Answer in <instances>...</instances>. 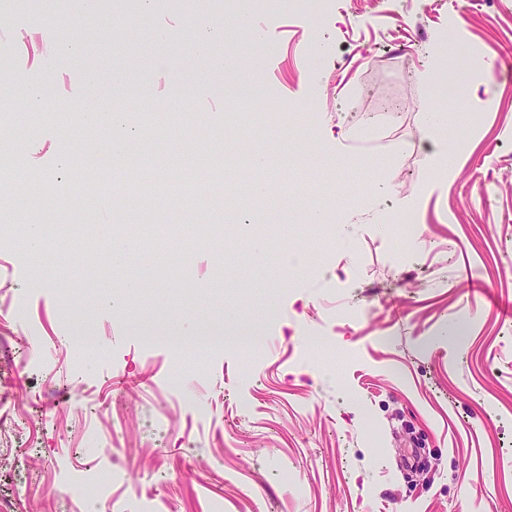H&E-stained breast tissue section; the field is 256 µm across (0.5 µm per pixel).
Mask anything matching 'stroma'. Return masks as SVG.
Wrapping results in <instances>:
<instances>
[{
  "label": "stroma",
  "instance_id": "obj_1",
  "mask_svg": "<svg viewBox=\"0 0 512 512\" xmlns=\"http://www.w3.org/2000/svg\"><path fill=\"white\" fill-rule=\"evenodd\" d=\"M371 2L319 27L275 8L259 28L279 51L255 61L243 5L150 0L143 24L101 0H0V58L23 76L0 82V154L22 160L0 167V205L22 227L0 237V300L24 295L42 334L40 364L25 367L23 331L0 329V412L21 410L0 434V499L17 512H137L141 495L166 512H206L214 498L225 512H512V0L434 8L418 30ZM449 33L502 70L450 89ZM160 64L175 66L176 92L144 103ZM256 68L272 83L265 109L318 115L293 146L295 197L260 165L263 194L242 185L131 211L111 128L75 133L84 103L105 97L147 176L179 182L228 140L275 163L279 126L209 134L225 89ZM424 68L431 82L416 79ZM37 69L67 73L76 105L50 87L34 96ZM388 98L406 105L392 132L353 114ZM429 106L468 143L445 174L426 167ZM84 151L107 195L83 194ZM333 172L326 242L308 214ZM392 212L422 235L399 241ZM53 224H91L104 239L117 224L151 226L162 261L67 247L44 264ZM170 224L228 234L222 248L205 238L180 253ZM188 392L202 402L193 417ZM417 448L429 465L410 480L402 462ZM116 469L110 502L90 500L86 479Z\"/></svg>",
  "mask_w": 512,
  "mask_h": 512
}]
</instances>
